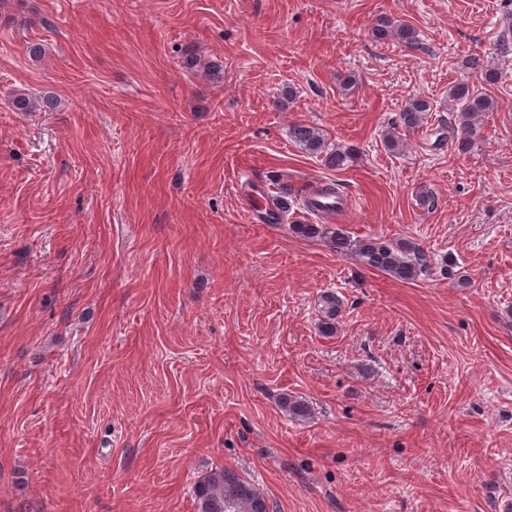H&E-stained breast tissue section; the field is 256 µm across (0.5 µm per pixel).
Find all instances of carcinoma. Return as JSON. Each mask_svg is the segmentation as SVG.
I'll return each instance as SVG.
<instances>
[{"instance_id":"carcinoma-1","label":"carcinoma","mask_w":512,"mask_h":512,"mask_svg":"<svg viewBox=\"0 0 512 512\" xmlns=\"http://www.w3.org/2000/svg\"><path fill=\"white\" fill-rule=\"evenodd\" d=\"M374 35L380 40H395L404 45L418 43L414 28L389 16L379 18ZM462 68L486 84L497 81V72L488 68L479 55L466 58ZM12 107L18 112H30L38 107L49 112L55 108V103L44 99L37 105L26 95L18 94L12 99ZM448 107L452 110L457 131V150L468 153L481 141L480 118L483 113L494 109V101L463 81L449 89ZM430 111L429 101L421 98L410 101L400 113L399 122L388 131L385 146L391 151L402 149L404 143L400 129L412 130L422 126ZM289 138L308 154L321 157L324 165L330 169L343 170L357 159L356 149L329 147L319 128L303 122L290 126ZM289 230L298 238L322 241L336 254L354 256L369 269L400 282L410 283L431 273V256L410 237L352 238L343 229L328 224L295 223L289 225ZM319 306L323 315L319 332L324 336L336 335L337 317L342 312L343 301L335 293L326 292L320 296ZM279 405L293 419H305L311 413L308 401L298 396L286 394L280 397ZM193 493L197 512H269L267 498L251 482L231 469H219L202 477L195 483Z\"/></svg>"}]
</instances>
